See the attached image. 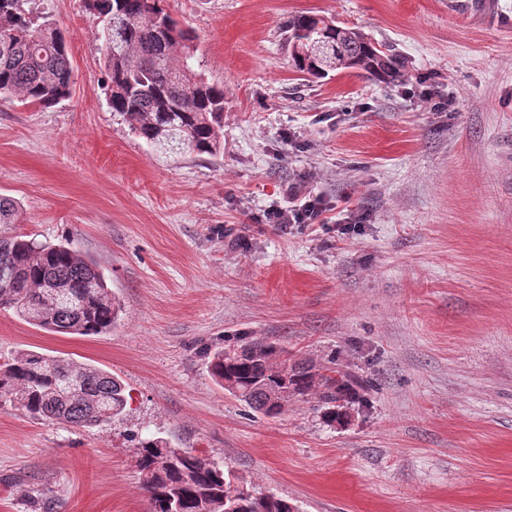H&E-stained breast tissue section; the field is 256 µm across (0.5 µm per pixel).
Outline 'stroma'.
<instances>
[{"label": "stroma", "instance_id": "35a3bbf8", "mask_svg": "<svg viewBox=\"0 0 512 512\" xmlns=\"http://www.w3.org/2000/svg\"><path fill=\"white\" fill-rule=\"evenodd\" d=\"M66 35L72 94L0 98V195L16 232L70 242L119 298L112 331L70 336L0 309L22 351L125 384L112 422L0 405V512H150L136 463L162 437L299 512H512V0H163L224 89V151H160L107 103L85 0H31ZM314 12L393 46L401 83L299 79L286 24ZM434 76L432 112L408 90ZM312 228L266 223L292 184ZM367 383L345 424L315 403L278 418L209 374L241 338Z\"/></svg>", "mask_w": 512, "mask_h": 512}]
</instances>
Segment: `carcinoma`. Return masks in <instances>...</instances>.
<instances>
[{
  "label": "carcinoma",
  "mask_w": 512,
  "mask_h": 512,
  "mask_svg": "<svg viewBox=\"0 0 512 512\" xmlns=\"http://www.w3.org/2000/svg\"><path fill=\"white\" fill-rule=\"evenodd\" d=\"M30 0H0V96L48 109L70 97L73 70L62 32L26 8ZM162 0H86L99 19L108 102L131 133L151 145L173 136L182 151L214 156L223 148L224 89L196 65L193 36ZM289 64L313 79L356 69L379 81L405 78V62L362 31L318 14L288 20ZM322 34L334 58H310L302 38ZM18 203L0 196V224H14ZM0 308L62 335L112 330L121 304L97 265L67 243L42 244L0 230ZM272 343L244 341L215 352L209 371L221 388L266 417L292 400L315 399L328 423H343L362 398V384L336 368L308 360L288 363ZM29 416L71 426H100L127 405L122 381L91 365L32 351L0 362V403ZM136 463L152 512H298L288 500L257 493L217 463L163 438L142 440Z\"/></svg>",
  "instance_id": "obj_1"
}]
</instances>
